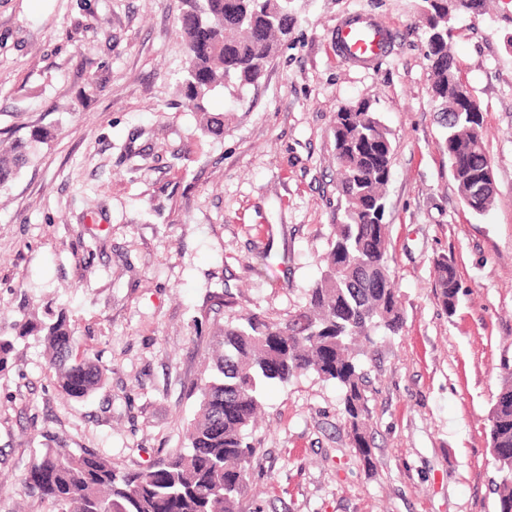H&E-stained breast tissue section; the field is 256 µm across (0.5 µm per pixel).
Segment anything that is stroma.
Wrapping results in <instances>:
<instances>
[{"instance_id": "1", "label": "stroma", "mask_w": 512, "mask_h": 512, "mask_svg": "<svg viewBox=\"0 0 512 512\" xmlns=\"http://www.w3.org/2000/svg\"><path fill=\"white\" fill-rule=\"evenodd\" d=\"M419 5L295 0L261 82L215 99L230 117L214 138L175 92L180 0H0V141L55 133L0 190V336L49 305L107 368L76 401L40 341H15L0 371V512H51L18 493L45 437L131 469L184 446L208 357L198 320L284 318L305 303L337 221L333 120L362 99L391 131L385 220L406 317L367 364L375 466L351 449L334 383L273 385L240 512H496L486 426L512 361V0L452 19L496 183L482 215L441 151ZM354 12L395 33L366 68L333 49ZM441 255L461 286L451 316L432 292Z\"/></svg>"}]
</instances>
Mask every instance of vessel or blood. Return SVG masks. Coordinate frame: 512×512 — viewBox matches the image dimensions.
Wrapping results in <instances>:
<instances>
[{
	"instance_id": "obj_1",
	"label": "vessel or blood",
	"mask_w": 512,
	"mask_h": 512,
	"mask_svg": "<svg viewBox=\"0 0 512 512\" xmlns=\"http://www.w3.org/2000/svg\"><path fill=\"white\" fill-rule=\"evenodd\" d=\"M393 33L385 23L354 15L337 22L333 32L341 61L355 64L388 54Z\"/></svg>"
}]
</instances>
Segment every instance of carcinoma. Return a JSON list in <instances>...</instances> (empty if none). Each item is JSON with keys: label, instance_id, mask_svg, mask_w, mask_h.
Wrapping results in <instances>:
<instances>
[{"label": "carcinoma", "instance_id": "carcinoma-1", "mask_svg": "<svg viewBox=\"0 0 512 512\" xmlns=\"http://www.w3.org/2000/svg\"><path fill=\"white\" fill-rule=\"evenodd\" d=\"M431 99L448 105L460 80L448 34V0H422ZM293 0H181L177 35L185 52L177 92L193 103L203 136L224 134L215 97L238 100L258 84L294 24ZM444 148L464 205L483 214L495 187L480 189L489 166L477 112L445 113ZM332 136L340 218L322 272L304 306L286 319L254 313L216 327L204 378L195 385L196 412L182 448L150 465L128 470L59 440L32 455L23 487L49 501L53 512H239L247 478L259 461L251 440L265 390L314 374L343 394V414L360 461L374 465L364 358L375 352L378 332L399 335L405 324L400 290L389 265L386 194L391 173V133L368 100L336 112ZM51 137L35 129L27 138L0 143V188L29 161L35 144ZM434 296L448 316L456 313L460 282L454 261L434 262ZM16 337L38 336L56 384L71 398L101 388L107 369L88 348L75 347L73 328L60 312L23 314ZM490 413V446L512 448V362L500 367ZM496 512H512V462H497Z\"/></svg>", "mask_w": 512, "mask_h": 512}]
</instances>
